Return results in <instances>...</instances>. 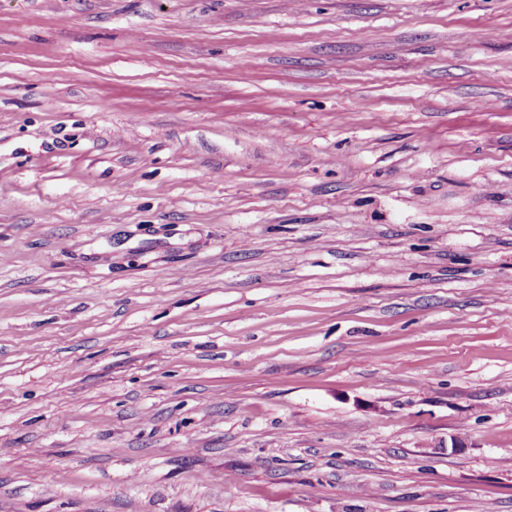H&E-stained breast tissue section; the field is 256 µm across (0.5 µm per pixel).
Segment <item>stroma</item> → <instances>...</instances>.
Instances as JSON below:
<instances>
[{"mask_svg": "<svg viewBox=\"0 0 512 512\" xmlns=\"http://www.w3.org/2000/svg\"><path fill=\"white\" fill-rule=\"evenodd\" d=\"M0 512H512V0H0Z\"/></svg>", "mask_w": 512, "mask_h": 512, "instance_id": "1", "label": "stroma"}]
</instances>
